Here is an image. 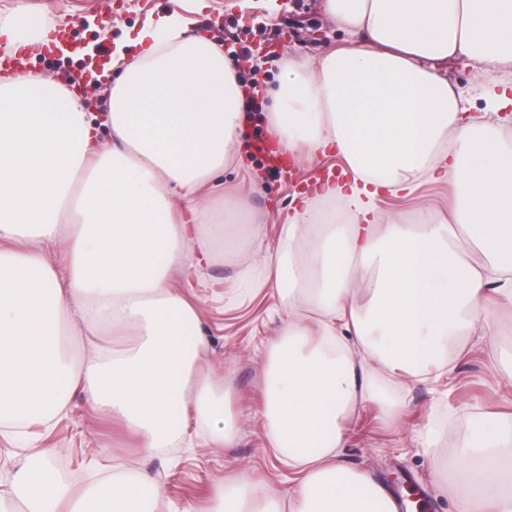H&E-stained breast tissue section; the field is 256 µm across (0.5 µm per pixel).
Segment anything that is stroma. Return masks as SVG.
<instances>
[{"instance_id": "stroma-1", "label": "stroma", "mask_w": 512, "mask_h": 512, "mask_svg": "<svg viewBox=\"0 0 512 512\" xmlns=\"http://www.w3.org/2000/svg\"><path fill=\"white\" fill-rule=\"evenodd\" d=\"M26 5L31 14L65 31L73 50L45 53L30 49L29 67L54 79L77 75L89 62L86 47L101 32L110 42L132 39L163 16H178L190 32L200 33L232 53L224 32L233 29L239 43L250 46L265 63L257 70L260 85L277 84L286 59L316 56L338 45L343 35L326 13L324 0H0V13ZM238 43V44H239ZM254 127L245 124L243 149L224 171L222 190L212 194L215 207L236 206L245 222H256L263 245L275 248L283 224L289 223L307 195L304 186L325 171H336V154L299 163L293 178L269 173L250 146ZM252 251L225 246L205 268L207 287L191 301L201 314L200 330L208 350L204 368L224 389L226 407L238 417L232 446L215 448L195 419H188L193 445L152 452L139 448L121 426L97 411L83 394H75L64 414L51 426H36L27 439L0 435V479L11 478L28 454L44 452L65 474L77 475L73 494L100 479L109 467L154 480L160 512H205L225 477L248 479L256 495L267 490L287 494L293 474L265 437L259 417L263 404L265 355L288 319V305L273 288L236 291L240 271L258 264ZM450 378L408 384L395 398V417L379 405L358 411L347 425L341 458L389 491L411 487L429 512H457L469 493L458 464L449 457L447 440L423 447L420 435L437 422L466 416L467 437L494 432L512 422V330L503 320L477 322L472 334L454 348Z\"/></svg>"}]
</instances>
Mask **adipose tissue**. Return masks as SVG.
Segmentation results:
<instances>
[{"mask_svg": "<svg viewBox=\"0 0 512 512\" xmlns=\"http://www.w3.org/2000/svg\"><path fill=\"white\" fill-rule=\"evenodd\" d=\"M340 47L289 58L263 117L280 149L343 156L351 175L322 184L350 221L326 223L314 203L283 225L245 288L272 287L288 322L267 351L264 431L296 471L288 496L259 499L225 481L211 512H396L385 488L345 466V423L376 403L394 413L382 381L452 371L445 355L492 305L512 307V0H325ZM27 8L0 15L4 48L48 42ZM137 61L112 85L111 147L97 139L82 98L47 76L0 79V425L24 434L83 393L143 448L173 446L186 413L214 444L234 438L224 390L200 371L207 349L188 336L200 317L183 291L239 222L202 189L240 150L244 95L214 41L174 17L144 26ZM465 60L488 103L436 65ZM450 183L448 214L419 202L411 220L380 210L381 195L412 197ZM179 273L184 289L169 286ZM89 337L81 357L66 338ZM121 340L106 348L94 336ZM512 432L474 437L457 462L478 488L459 512H512ZM25 512H156L157 487L113 469L68 495L45 453L31 455L0 501Z\"/></svg>", "mask_w": 512, "mask_h": 512, "instance_id": "ef3b65f1", "label": "adipose tissue"}]
</instances>
